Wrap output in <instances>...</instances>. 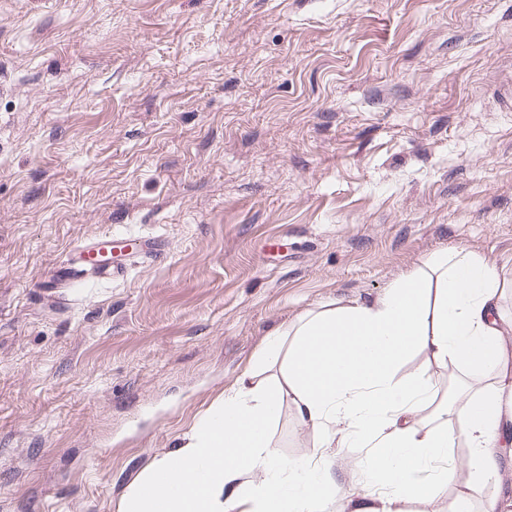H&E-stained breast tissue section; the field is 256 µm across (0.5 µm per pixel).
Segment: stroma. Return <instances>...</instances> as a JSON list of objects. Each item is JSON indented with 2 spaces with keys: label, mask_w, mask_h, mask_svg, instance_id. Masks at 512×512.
I'll return each instance as SVG.
<instances>
[{
  "label": "stroma",
  "mask_w": 512,
  "mask_h": 512,
  "mask_svg": "<svg viewBox=\"0 0 512 512\" xmlns=\"http://www.w3.org/2000/svg\"><path fill=\"white\" fill-rule=\"evenodd\" d=\"M106 235L167 256L47 292ZM457 247L512 277V0H0V512H117L270 330Z\"/></svg>",
  "instance_id": "obj_1"
}]
</instances>
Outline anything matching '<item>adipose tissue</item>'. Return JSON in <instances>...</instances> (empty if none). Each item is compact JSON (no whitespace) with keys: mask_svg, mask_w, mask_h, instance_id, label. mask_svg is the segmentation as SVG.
Returning a JSON list of instances; mask_svg holds the SVG:
<instances>
[{"mask_svg":"<svg viewBox=\"0 0 512 512\" xmlns=\"http://www.w3.org/2000/svg\"><path fill=\"white\" fill-rule=\"evenodd\" d=\"M509 288L483 258L453 248L373 302L310 310L275 328L233 388L126 486L119 512H323L331 467L283 459L272 444L286 403L318 447L366 449L374 491L348 497L347 512H404L407 500H431L455 483L446 460L460 443L470 450L467 478L450 512H473L512 446V325L499 307ZM417 354L427 366L401 374ZM432 363L465 373L442 401Z\"/></svg>","mask_w":512,"mask_h":512,"instance_id":"ef3b65f1","label":"adipose tissue"}]
</instances>
